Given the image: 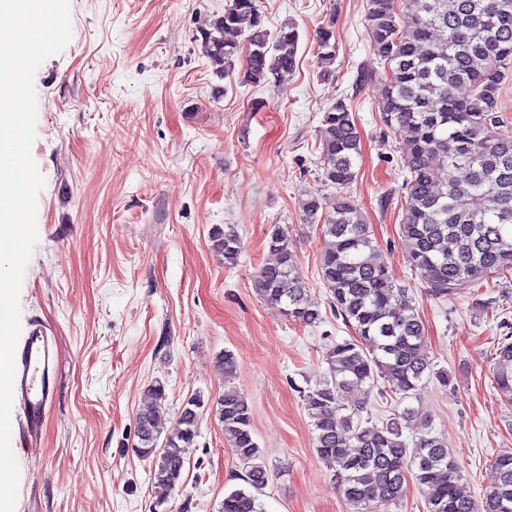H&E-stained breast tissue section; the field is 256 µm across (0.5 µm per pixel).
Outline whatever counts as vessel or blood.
Here are the masks:
<instances>
[{
    "instance_id": "obj_1",
    "label": "vessel or blood",
    "mask_w": 512,
    "mask_h": 512,
    "mask_svg": "<svg viewBox=\"0 0 512 512\" xmlns=\"http://www.w3.org/2000/svg\"><path fill=\"white\" fill-rule=\"evenodd\" d=\"M58 342L52 330L36 325L15 352L12 408L19 418V438L26 443L41 435L57 380Z\"/></svg>"
}]
</instances>
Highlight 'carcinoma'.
<instances>
[{
    "instance_id": "1",
    "label": "carcinoma",
    "mask_w": 512,
    "mask_h": 512,
    "mask_svg": "<svg viewBox=\"0 0 512 512\" xmlns=\"http://www.w3.org/2000/svg\"><path fill=\"white\" fill-rule=\"evenodd\" d=\"M503 0H368L371 46L383 63L382 122L406 146V179L400 230L407 262L441 298L458 288L512 272V133L503 130L498 98L512 78V25L496 20ZM332 32L322 26L315 49L323 75L336 57ZM300 35L284 23L267 28L257 0H230L201 34L202 54L213 75L252 86L276 85L296 67ZM241 69H236L239 59ZM466 88L461 94L459 90ZM324 185L338 190L332 213L320 198L299 201L323 240L321 280L352 339L326 353L327 377L304 394L317 456L334 471L351 512H368L405 495L409 481L421 490L426 512H512V456H498L496 481L477 506L462 490V474L444 441L428 430L404 437L419 410L406 406L383 421L365 418L367 402L351 390L387 383L401 399L417 398L426 383L446 388L448 371L428 356L425 327L405 288L388 266L374 260L371 231L348 188L358 175L361 136L342 101L325 109L318 130ZM211 246L234 265L241 240L230 224L209 234ZM274 260L261 266L255 288L288 318L306 326L322 321L320 308L296 272L288 230L270 226ZM494 382L512 401V341L497 345ZM151 405L136 418V452L151 463L150 481L163 503L181 482L195 447L202 396L188 398L176 425L161 434L165 385L150 388ZM224 437L237 456L245 486L224 496L221 512H263L259 500L270 473L254 440L250 405L234 387L216 403Z\"/></svg>"
}]
</instances>
